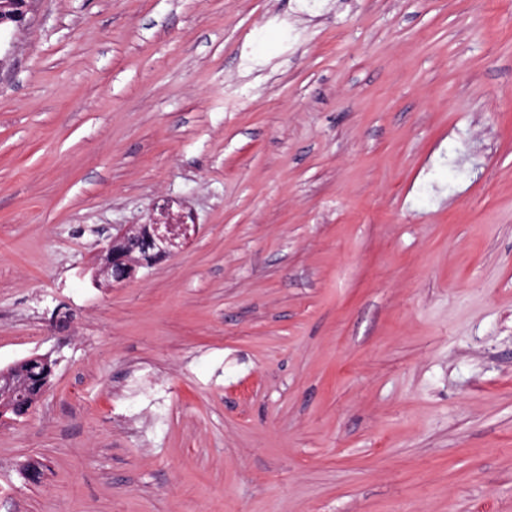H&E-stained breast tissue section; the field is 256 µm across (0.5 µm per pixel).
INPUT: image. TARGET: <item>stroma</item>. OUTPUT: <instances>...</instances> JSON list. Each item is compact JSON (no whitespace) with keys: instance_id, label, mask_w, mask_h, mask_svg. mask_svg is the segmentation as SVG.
<instances>
[{"instance_id":"obj_1","label":"stroma","mask_w":512,"mask_h":512,"mask_svg":"<svg viewBox=\"0 0 512 512\" xmlns=\"http://www.w3.org/2000/svg\"><path fill=\"white\" fill-rule=\"evenodd\" d=\"M197 228L120 283L116 224ZM0 512H512V0H37L0 34ZM53 365L51 368H48L34 363H16L7 371H12L17 380L25 374L32 380V391L37 392L43 387H49L53 372Z\"/></svg>"}]
</instances>
